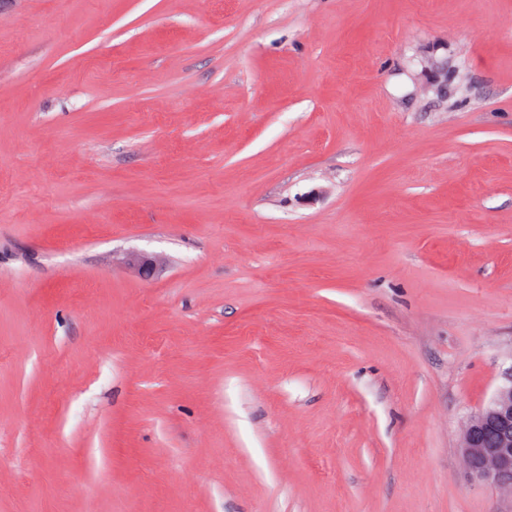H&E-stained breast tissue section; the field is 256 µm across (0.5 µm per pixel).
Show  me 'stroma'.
<instances>
[{
  "label": "stroma",
  "instance_id": "1",
  "mask_svg": "<svg viewBox=\"0 0 512 512\" xmlns=\"http://www.w3.org/2000/svg\"><path fill=\"white\" fill-rule=\"evenodd\" d=\"M511 368L512 0H0V512H512ZM471 481L491 484L512 502V368L489 403L474 412L459 447Z\"/></svg>",
  "mask_w": 512,
  "mask_h": 512
}]
</instances>
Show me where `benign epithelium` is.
Instances as JSON below:
<instances>
[{
	"instance_id": "7a95c632",
	"label": "benign epithelium",
	"mask_w": 512,
	"mask_h": 512,
	"mask_svg": "<svg viewBox=\"0 0 512 512\" xmlns=\"http://www.w3.org/2000/svg\"><path fill=\"white\" fill-rule=\"evenodd\" d=\"M459 449L471 481L491 484L512 500V368L489 403L470 416Z\"/></svg>"
}]
</instances>
